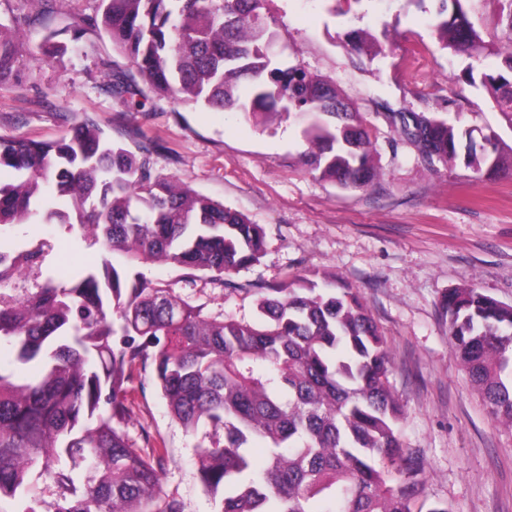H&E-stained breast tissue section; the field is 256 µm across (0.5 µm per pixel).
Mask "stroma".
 Returning <instances> with one entry per match:
<instances>
[{
	"label": "stroma",
	"instance_id": "obj_1",
	"mask_svg": "<svg viewBox=\"0 0 512 512\" xmlns=\"http://www.w3.org/2000/svg\"><path fill=\"white\" fill-rule=\"evenodd\" d=\"M269 0L280 23L271 52L333 79L371 129L379 177L346 190L317 179L301 159L304 125L287 113L213 112L146 91L142 110L103 93L104 63L128 70L126 58L100 32H88L62 60H42L47 30H25L18 49L22 82L0 87V137L53 141L69 128L64 111L91 115L113 141L146 146L155 176L172 178L223 202L265 233L260 262L231 285L164 261L139 264L148 281L175 289L205 315L259 319L258 289L296 276L335 279L356 288L392 356L390 382L404 411L403 445L424 462V508L448 512H512V430L496 425L478 388L448 341L440 300L473 286L512 305V169L475 179L463 161L419 158L381 116L382 106L426 112L474 137L496 134L512 146V117L495 107L469 72H491L494 55L470 57L442 48L433 0ZM389 28L375 57L357 54L347 36ZM0 236L15 248L47 240L41 274L14 277L15 294L40 276L63 280L99 268L100 244L63 224H13ZM132 393L131 441L144 435L168 449L161 477L165 495L184 512H218L220 498L198 478L199 436L185 432L157 394L151 374Z\"/></svg>",
	"mask_w": 512,
	"mask_h": 512
}]
</instances>
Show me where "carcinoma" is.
<instances>
[{
    "mask_svg": "<svg viewBox=\"0 0 512 512\" xmlns=\"http://www.w3.org/2000/svg\"><path fill=\"white\" fill-rule=\"evenodd\" d=\"M39 16L0 22V86L23 62L15 32L45 26ZM102 12L71 27L70 44L101 31L132 72L104 63V86L134 109L140 85L177 104L254 115H311L304 129L310 165L344 188L373 184L374 144L359 112L333 80L270 56L276 31L268 0H101ZM444 47L501 58L480 85L512 116V0H493L507 44L483 41L465 0H436ZM386 121L429 162L463 158L474 172L504 168L499 140L423 112L389 110ZM0 225L76 223L103 245L105 277L81 270L49 277L22 297L7 288L18 271L41 267L46 243L16 250L0 240V341L16 349L0 367V500L28 496L32 476L49 475L54 500L22 512H183L161 495L168 451L128 434L130 385L151 369L172 417L197 445L200 480L224 493L220 512H415L421 465L403 449V409L389 376L391 355L359 292L298 278L259 289L262 321L206 316L174 289L139 275L127 281L110 256L132 266L156 259L222 280L260 262L264 234L241 212L152 173L147 151L112 141L94 118L71 116L55 141L0 138ZM454 353L480 388L491 417L512 425V305L475 287L443 296ZM265 444L252 462L251 442ZM84 465L82 485L74 469Z\"/></svg>",
    "mask_w": 512,
    "mask_h": 512,
    "instance_id": "1",
    "label": "carcinoma"
}]
</instances>
